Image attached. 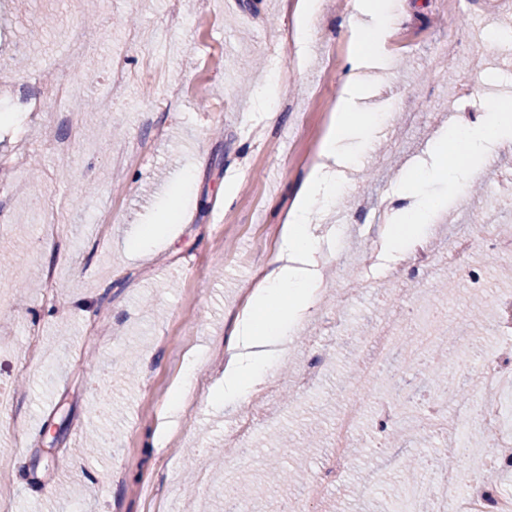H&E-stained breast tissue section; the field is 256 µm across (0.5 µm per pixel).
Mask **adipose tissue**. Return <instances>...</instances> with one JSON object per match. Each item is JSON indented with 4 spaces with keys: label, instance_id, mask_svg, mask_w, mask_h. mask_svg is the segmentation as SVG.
<instances>
[{
    "label": "adipose tissue",
    "instance_id": "obj_1",
    "mask_svg": "<svg viewBox=\"0 0 512 512\" xmlns=\"http://www.w3.org/2000/svg\"><path fill=\"white\" fill-rule=\"evenodd\" d=\"M401 14L393 0H355L348 25L355 45L342 73L341 95L336 102L319 161L296 194L281 229L278 251L251 292L238 322L232 349L224 367V387L215 402L244 403L277 365L276 355L288 341V332L314 307L322 286L317 255L320 225L311 223L316 204L329 203L337 186L336 166L343 162V143L350 132L369 142L374 124L356 111L355 98L371 69L380 67L388 39L396 32ZM512 139V113L495 110L484 124H451L447 136L432 146L430 175L455 172L457 189L477 178L494 147Z\"/></svg>",
    "mask_w": 512,
    "mask_h": 512
}]
</instances>
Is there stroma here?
Returning a JSON list of instances; mask_svg holds the SVG:
<instances>
[{"instance_id": "obj_1", "label": "stroma", "mask_w": 512, "mask_h": 512, "mask_svg": "<svg viewBox=\"0 0 512 512\" xmlns=\"http://www.w3.org/2000/svg\"><path fill=\"white\" fill-rule=\"evenodd\" d=\"M352 5L322 0L318 42L288 63L278 46L292 25L283 0H0V252L12 259L0 272L11 290L0 308V392L12 398L0 419L7 512H229L240 477L254 512L297 500L309 512H394L390 483L402 459L444 448V438L415 426L394 437L379 431L370 406L340 481L266 491L269 467L323 472L341 398L367 361L364 338L407 303L408 288L427 295L436 317L468 328L469 341L448 351L457 383L502 347L491 325L512 279L500 258L478 248L461 267L413 283L407 255L383 249L367 268L357 257L384 239L376 213L398 197V172L423 157L450 118L467 113L481 123L492 89L512 91V38L486 36L512 14V0H414L407 9L387 43L384 78L359 102L379 118L374 147L357 152L335 214L322 222L332 229L336 214L347 217V265L337 268L336 241L325 240V292L274 376L245 405L210 401L224 383V341L329 127L353 45ZM76 36L83 51L71 49ZM116 54L126 58V77L110 84ZM492 57L498 67H488ZM274 69L284 76L271 122L254 98ZM63 78L75 92L62 101ZM31 99L41 111H28ZM55 139L68 142L67 155L52 150ZM510 174L512 147L500 146L478 191L459 200L448 180L433 177L409 197L413 211L428 200L442 206L431 250L444 253L454 235L484 224L512 226V196L499 187ZM173 207L182 222L133 253L142 227ZM38 210L53 223H34ZM468 266L485 279L476 318ZM196 355L194 418L168 422ZM315 356L321 376L297 395L294 380ZM245 418L256 430L241 450L231 434ZM203 470L213 483L207 493Z\"/></svg>"}]
</instances>
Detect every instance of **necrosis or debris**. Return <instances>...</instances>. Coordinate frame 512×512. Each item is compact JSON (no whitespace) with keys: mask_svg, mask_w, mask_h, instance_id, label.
I'll use <instances>...</instances> for the list:
<instances>
[{"mask_svg":"<svg viewBox=\"0 0 512 512\" xmlns=\"http://www.w3.org/2000/svg\"><path fill=\"white\" fill-rule=\"evenodd\" d=\"M477 245L488 247L495 255L512 257V239L500 238L485 229L458 238L439 264L428 263L423 253L418 259L424 264L425 276L430 277L437 273L439 265L455 266ZM496 307L495 329L505 344L480 364L484 394L464 399L454 390L443 388L423 404L401 407L383 402L379 405L387 419L403 425L426 418L427 430L440 436H455L462 452L461 465L444 472L437 484L422 482L411 486L399 501L398 512H414L416 503L423 500L433 503L434 512H512V486L492 482L487 477L489 470L512 468V298L497 301ZM417 316L422 321L424 335L407 337L402 325L390 322L368 340L369 362L359 380L354 381V394L344 405L336 432V457L327 472L328 478L341 477L347 471L350 465L347 447L366 404L357 392L379 375L391 352H400L398 371L406 375L422 359L431 356L442 338L462 334L457 321H437L424 310L418 311ZM476 425L490 433L491 447L471 440L470 433Z\"/></svg>","mask_w":512,"mask_h":512,"instance_id":"necrosis-or-debris-1","label":"necrosis or debris"}]
</instances>
